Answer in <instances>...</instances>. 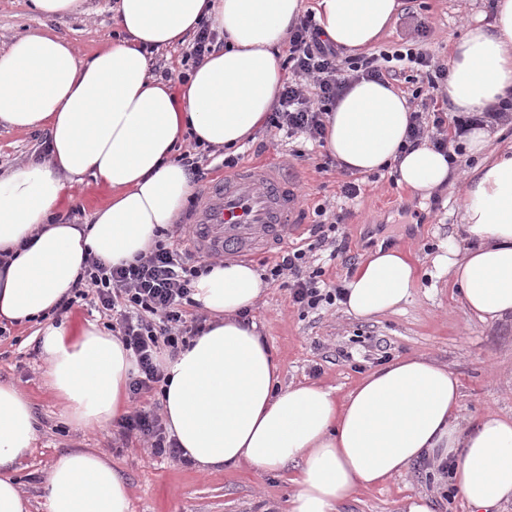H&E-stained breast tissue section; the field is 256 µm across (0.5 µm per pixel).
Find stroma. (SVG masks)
I'll use <instances>...</instances> for the list:
<instances>
[{"label":"stroma","mask_w":512,"mask_h":512,"mask_svg":"<svg viewBox=\"0 0 512 512\" xmlns=\"http://www.w3.org/2000/svg\"><path fill=\"white\" fill-rule=\"evenodd\" d=\"M396 20L376 42V49L397 46L414 29L424 31V45L448 57L451 44L477 17L491 18L490 0H402ZM115 0H84L85 13L45 18L32 13L27 0H0V48L23 34L52 29L66 37L79 58L90 57L115 38ZM42 134L0 123V172L26 162L41 149ZM297 140L262 127L238 150L241 164L274 158L296 173L304 202V224H314L318 207H349L340 225L349 254L362 261L373 241L409 252L417 281L400 310L369 320L347 314L341 304L301 311L287 289L266 285L248 317L279 359L283 384L316 381L346 396L384 359L420 355L445 365L461 382L460 415L477 420L493 409L512 416V317L482 322L471 317L457 298L447 273L435 265L448 240L462 241L459 228L464 203L461 181L437 189L428 201L399 188L389 171L350 177L328 162L318 147L297 158ZM356 179L361 192L354 204L340 198L343 181ZM107 197L92 183L68 187L57 214L61 224H87L94 208ZM33 325H8L0 337V382H11L29 397L38 419L33 451L19 465L17 479L31 500L32 512H43L42 484L58 454L71 448H96L107 455L128 481L131 512H288L295 470L256 473L248 468L202 473L191 465L151 455L142 441L124 439L117 423L82 430L67 423L43 379V361L32 336ZM427 471L413 464L403 476L377 489L359 490L339 512H400L410 495L431 498L435 512H467L459 499L441 497Z\"/></svg>","instance_id":"stroma-1"}]
</instances>
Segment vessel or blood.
Here are the masks:
<instances>
[{
  "label": "vessel or blood",
  "mask_w": 512,
  "mask_h": 512,
  "mask_svg": "<svg viewBox=\"0 0 512 512\" xmlns=\"http://www.w3.org/2000/svg\"><path fill=\"white\" fill-rule=\"evenodd\" d=\"M300 210L295 182L279 168L253 163L204 191L186 245L199 256L226 257L281 247L300 232Z\"/></svg>",
  "instance_id": "b4317fda"
}]
</instances>
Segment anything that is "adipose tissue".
Wrapping results in <instances>:
<instances>
[{"instance_id":"ef3b65f1","label":"adipose tissue","mask_w":512,"mask_h":512,"mask_svg":"<svg viewBox=\"0 0 512 512\" xmlns=\"http://www.w3.org/2000/svg\"><path fill=\"white\" fill-rule=\"evenodd\" d=\"M399 0H316L315 20L345 53L370 48ZM118 37L89 59L52 30L0 49V121L48 129V158L0 173V319H39L44 379L67 421L104 427L125 413L136 363L118 337L95 323L49 316L84 267L134 261L171 227L193 194L172 161L188 133L234 148L263 126L283 84L274 50L302 12V0H117ZM490 23H475L451 46L446 89L453 112H480L512 96V0H493ZM224 33L187 83L173 88L148 73L145 46L183 42L200 21ZM411 107L389 82L360 79L326 118L325 147L340 168H389L397 185L429 199L453 171L421 143L404 150ZM479 162L463 175V229L475 242L436 262L466 310L483 322L512 316V146L490 148L488 127L462 138ZM109 192L88 224H55L66 186L84 178ZM417 270L397 247H376L346 286L348 314L372 318L407 302ZM264 283L245 263L210 264L193 298L209 312L206 331L166 360L163 414L179 447L202 471L295 465L288 512H337L362 489L386 484L421 460L448 463L449 486L468 512L512 503V417L485 411L459 425L461 383L435 361L407 355L364 374L345 397L317 382L283 386L281 365L241 320ZM28 397L0 382V512H31L16 479L35 438ZM44 512H130V488L95 448L62 452L43 485Z\"/></svg>"}]
</instances>
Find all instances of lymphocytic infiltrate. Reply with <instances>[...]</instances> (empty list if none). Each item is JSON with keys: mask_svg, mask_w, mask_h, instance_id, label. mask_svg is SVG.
<instances>
[{"mask_svg": "<svg viewBox=\"0 0 512 512\" xmlns=\"http://www.w3.org/2000/svg\"><path fill=\"white\" fill-rule=\"evenodd\" d=\"M283 66L289 75L267 123L287 137H301L318 147L325 144V117L349 82L359 78L382 81L406 66L415 70L433 93L446 86L450 74L446 59L418 47L405 46L356 59L343 57L309 16L300 18L290 31ZM429 109L425 101L412 112L407 133L410 145L427 139L437 150L447 153L454 149L457 137L471 127L512 124V98L482 112L453 117L449 130L444 127V118L431 115ZM183 233L182 225H174L148 254L129 264L112 267L100 259H89L69 295L53 309L59 316L69 312L76 301L88 299L104 315L115 318L112 330L132 351L138 365V373L129 383L136 404L121 417L120 434L126 439L143 440L152 455L173 459L181 458L182 450L167 435L157 408L145 405L143 398L164 380L158 363L160 354H177L188 338L204 330L202 322L189 326L183 319L185 307L193 303L192 283L207 270L205 259L186 247ZM306 262V250L284 252L266 269L263 281L272 284L287 279L293 305L304 311L344 298L341 286L325 282L322 269L305 272Z\"/></svg>", "mask_w": 512, "mask_h": 512, "instance_id": "lymphocytic-infiltrate-1", "label": "lymphocytic infiltrate"}]
</instances>
